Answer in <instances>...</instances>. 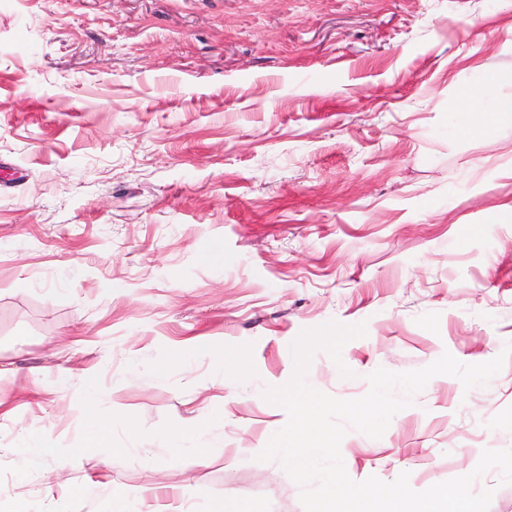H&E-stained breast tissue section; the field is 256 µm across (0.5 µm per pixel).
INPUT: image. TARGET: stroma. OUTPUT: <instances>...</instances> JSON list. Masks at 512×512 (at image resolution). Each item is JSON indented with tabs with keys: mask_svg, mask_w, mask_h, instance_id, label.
<instances>
[{
	"mask_svg": "<svg viewBox=\"0 0 512 512\" xmlns=\"http://www.w3.org/2000/svg\"><path fill=\"white\" fill-rule=\"evenodd\" d=\"M502 68L512 0H0V512H303L257 459L302 330L366 323L305 375L339 399L380 368L500 354L512 219L483 223L512 209V85L485 90L483 135L448 102ZM60 364L94 368L135 429L93 437ZM25 431L110 493L48 477ZM510 447L512 356L341 442L352 480L416 491Z\"/></svg>",
	"mask_w": 512,
	"mask_h": 512,
	"instance_id": "1",
	"label": "stroma"
}]
</instances>
